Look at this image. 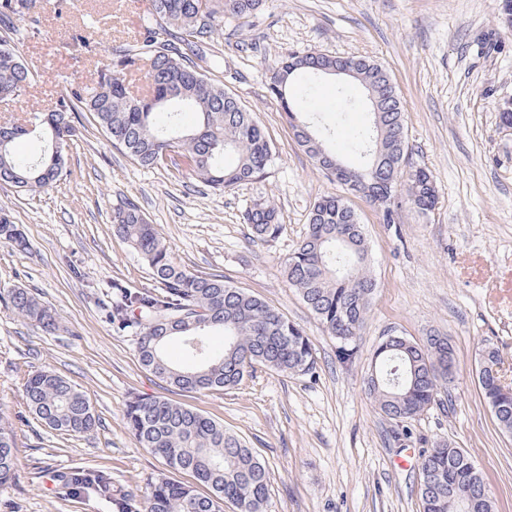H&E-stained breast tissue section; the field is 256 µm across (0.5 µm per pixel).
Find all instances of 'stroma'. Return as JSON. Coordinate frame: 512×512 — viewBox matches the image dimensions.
<instances>
[{
    "label": "stroma",
    "mask_w": 512,
    "mask_h": 512,
    "mask_svg": "<svg viewBox=\"0 0 512 512\" xmlns=\"http://www.w3.org/2000/svg\"><path fill=\"white\" fill-rule=\"evenodd\" d=\"M145 0H71L62 20L54 0H37L41 32L17 42L34 82L22 104L0 103V121L25 122L71 88L91 83L112 47L132 42ZM79 27L100 44L97 57L63 46ZM210 44L222 58L199 61L265 127L276 148L263 178L226 191L198 186L172 169L136 164L93 126L80 131L56 187L36 197L0 184V208L30 241L19 253L0 243V288L20 287L49 305V334L0 301V416L12 423L17 478L0 486V512H112L95 495L65 497L56 474L106 471L115 490L143 494L158 478L191 474L142 448L124 420L133 396L186 403L242 437L267 466V512H423L419 456L446 440L482 473L497 512H512V437L503 434L476 378L478 352L493 344L499 375L512 387V134L499 112L512 103V27L499 0H265L241 22L225 19ZM366 57L390 76L403 105L408 165L433 177L438 201L421 212L405 191L392 199L394 223L364 198L347 195L300 147L267 86L287 50ZM291 98L342 160L370 124L364 88L336 76L302 75ZM347 195L364 226L377 283L353 363L291 288L284 262L305 236L314 202ZM137 201L178 263L216 273L278 309L310 336L314 373L257 369L224 391L183 393L139 363L133 337L115 333L98 307L113 280L150 284L149 270L112 229V209ZM278 210L271 242L254 240L242 219L254 201ZM447 337L457 361L449 407L432 406L401 426L365 392L384 334ZM52 370L85 391L100 417L81 436L58 434L30 414L27 377Z\"/></svg>",
    "instance_id": "obj_1"
}]
</instances>
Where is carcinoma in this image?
<instances>
[{"label": "carcinoma", "mask_w": 512, "mask_h": 512, "mask_svg": "<svg viewBox=\"0 0 512 512\" xmlns=\"http://www.w3.org/2000/svg\"><path fill=\"white\" fill-rule=\"evenodd\" d=\"M263 0H150L142 32L132 44L112 49L110 62L97 79L61 96L46 113L34 115L45 129L50 149L38 159L14 150L16 140L28 134L26 125L0 121V183L21 194L35 196L52 189L66 169L68 151L77 136L74 118L85 115L113 144L143 168L172 167L187 178L215 191L231 189L262 177L272 164L273 144L262 126L224 87L201 74L194 59L206 55L207 39L231 16L256 14ZM26 0H0V101H22L33 75L22 61L15 36L16 22L29 21V33L39 31L40 20L17 10ZM69 45L87 55L97 45L80 32ZM347 65L356 80L380 101L378 124L370 125L351 149H372L386 166H400L407 156L403 106L388 74L365 58H330L318 52H286L270 77L268 91L281 107L288 124L302 120L288 96L297 75L327 73L336 64ZM142 72L145 91L130 90L128 76ZM190 111L196 125L180 129V116ZM298 144L327 176L384 208V223H394L388 206L392 191L375 184L367 166L357 173L336 172L323 157L335 150L310 127L293 129ZM233 154V164L224 163ZM187 161L181 168L180 161ZM375 184L371 193L367 186ZM411 203L428 211L437 203L431 176L419 168L406 172ZM252 236L268 242L281 233L274 205L257 200L243 214ZM113 231L126 240L147 266L152 286L112 282V306L107 318L114 330L136 337L142 367L174 389L185 392L222 390L240 385L258 367L277 373L306 375L316 368L312 342L306 332L283 313L219 274L193 273L172 255L164 237L139 205L125 200L112 212ZM0 242L19 252L29 240L0 211ZM289 286L295 288L327 335L336 340V356L355 359L360 331L370 310L376 282L368 269L363 225L342 196L318 199L308 230L285 260ZM0 299L21 317L47 332L57 329L50 308L26 288H2ZM213 331L224 335V349L209 348ZM155 336L181 338L188 368L167 357L165 342ZM455 360L444 336L421 341L404 339L390 346L380 343L374 352L366 390L380 413L403 423L413 420L448 393L452 380L445 370ZM498 348L487 344L479 353V385L499 429L512 435V389L498 376ZM24 396L40 423L62 435L81 436L99 422L85 391L53 371L27 377ZM124 418L138 443L176 470L192 474L210 489L201 496L194 487L167 478L153 482L142 500L130 493L112 494V478L104 470L72 468L58 475L61 488L80 495L92 491L109 499L112 512H222L224 501L241 512H265L269 498V471L237 434L201 414L192 406L166 397L136 398L126 404ZM419 495L423 512H453L448 491L470 494L468 512H494L495 502L482 474L468 453L443 440L421 453ZM17 477L15 436L0 418V486Z\"/></svg>", "instance_id": "1"}]
</instances>
